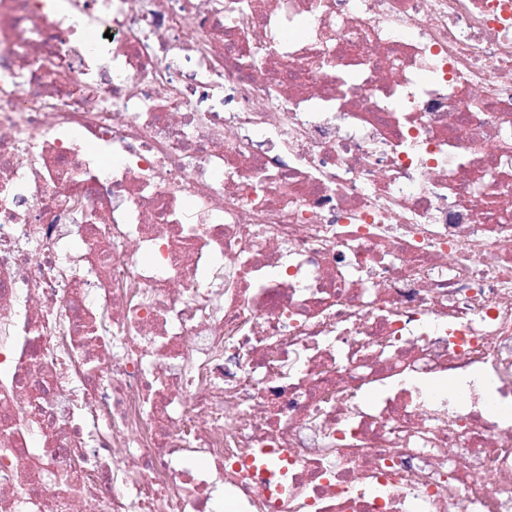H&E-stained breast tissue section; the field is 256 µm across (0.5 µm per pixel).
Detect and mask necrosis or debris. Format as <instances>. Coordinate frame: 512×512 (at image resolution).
Instances as JSON below:
<instances>
[{"instance_id": "1", "label": "necrosis or debris", "mask_w": 512, "mask_h": 512, "mask_svg": "<svg viewBox=\"0 0 512 512\" xmlns=\"http://www.w3.org/2000/svg\"><path fill=\"white\" fill-rule=\"evenodd\" d=\"M512 512V0H0V512Z\"/></svg>"}]
</instances>
